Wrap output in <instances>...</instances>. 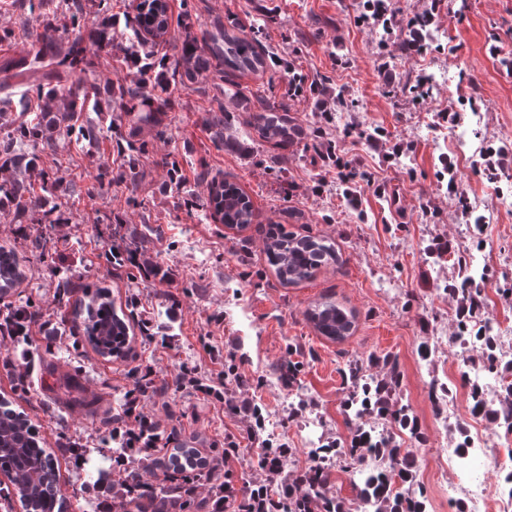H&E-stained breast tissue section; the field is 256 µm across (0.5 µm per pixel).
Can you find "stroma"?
I'll return each instance as SVG.
<instances>
[{
	"label": "stroma",
	"instance_id": "obj_1",
	"mask_svg": "<svg viewBox=\"0 0 512 512\" xmlns=\"http://www.w3.org/2000/svg\"><path fill=\"white\" fill-rule=\"evenodd\" d=\"M171 36L190 12L196 34L216 26L261 24L266 49L293 61L309 78H323L330 92H343L351 111L323 115L315 96L292 100L285 69L239 77L240 97L212 86L210 74L186 82L178 107L162 127L120 117L111 105L93 113L100 126L145 141L137 183L101 184L98 169L120 173L126 159L109 140L71 142L62 162L77 174L78 195L54 198L65 213L57 224L15 223L0 211V246L17 252L23 281L10 301L29 300L51 321L49 330L27 338L0 339V398L26 414L57 457V477L68 512H111L112 487L90 486L87 470L115 463L113 414L125 394L152 368V388L142 411L173 448H197L213 456L225 434H238L240 420L221 403L179 393L183 366L201 375L220 368L233 351L240 372L263 380L258 400L267 430L297 448V462L330 441L348 443L352 424L345 402L349 369L362 364L369 375L394 361L401 374L396 406L418 420L424 441L410 439L394 423L366 416L365 428L384 427L415 463L410 491H423L428 512H462L448 496V450L454 443L433 395L451 388L457 415L472 418L470 384L459 348L457 301L448 285L469 273L485 298V319L512 327V206L496 201L512 190V69L492 51V34L512 45V0H441L430 25L426 54L401 53L398 43L416 0H390L395 26L388 37L361 19V0H169ZM447 73L431 99H417L410 85L424 74ZM283 104L303 134L282 150L260 141L248 124L260 100ZM469 101L483 120L470 127L475 150L454 148L457 128L438 113ZM223 110L226 148L208 124ZM327 127L336 153L360 171L344 183L317 155L314 132ZM383 132L378 144L366 136ZM403 144L396 155L394 144ZM494 150L498 181L484 173L482 152ZM180 163L183 180L171 187L162 158ZM237 182L250 196L255 218L230 229L207 216L204 204L213 176ZM482 201L488 210L474 226L462 201ZM288 232L332 243L338 264L308 280L280 283L265 253L266 231ZM135 253V263L107 264L116 240ZM449 252H435L438 241ZM465 257L459 269L457 257ZM108 289L132 324L147 323L150 338L135 337L126 359L96 355L82 341L72 309L84 286ZM67 289L55 302L57 289ZM332 300L355 315L351 336H320L307 319L315 303ZM297 367L292 389L278 380L280 363ZM25 385H18L19 371ZM296 412L287 421L288 412Z\"/></svg>",
	"mask_w": 512,
	"mask_h": 512
}]
</instances>
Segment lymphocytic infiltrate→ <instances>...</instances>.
Returning a JSON list of instances; mask_svg holds the SVG:
<instances>
[{
	"label": "lymphocytic infiltrate",
	"mask_w": 512,
	"mask_h": 512,
	"mask_svg": "<svg viewBox=\"0 0 512 512\" xmlns=\"http://www.w3.org/2000/svg\"><path fill=\"white\" fill-rule=\"evenodd\" d=\"M177 385L223 401L225 412L242 423L240 437L224 439L220 459L224 494L215 502L217 512H351V503L328 492L324 463L296 464V449L269 437L254 385L239 372L234 353L225 354L223 370L211 377L202 378L195 369L183 368ZM143 395V387L130 389L122 412L112 417V430L122 447L154 448L159 443L153 424L140 411ZM244 439L259 446L256 466L262 476L240 487L234 480V465L241 457Z\"/></svg>",
	"instance_id": "f902f5d3"
}]
</instances>
